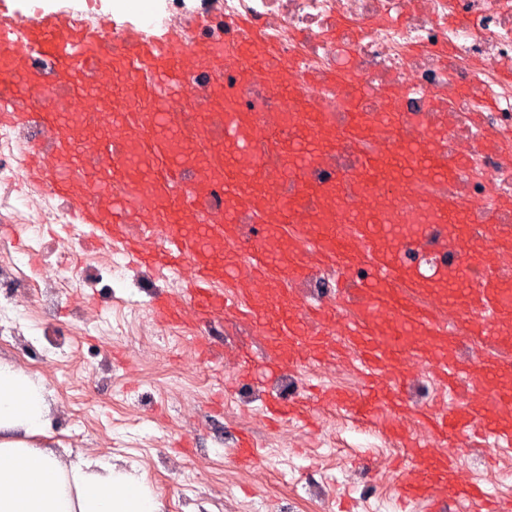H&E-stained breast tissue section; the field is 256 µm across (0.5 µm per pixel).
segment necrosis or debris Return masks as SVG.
<instances>
[{"label": "necrosis or debris", "mask_w": 512, "mask_h": 512, "mask_svg": "<svg viewBox=\"0 0 512 512\" xmlns=\"http://www.w3.org/2000/svg\"><path fill=\"white\" fill-rule=\"evenodd\" d=\"M202 12L223 24L225 43L235 39L233 23L251 17L276 41L281 54L297 59L305 72L336 66L340 51L323 39V33L348 21L349 58L363 75L360 100L364 109L381 112L387 107L379 88L387 83L401 87L409 113H424L429 127L446 131L445 147L454 151L469 144L468 166L452 181H427L418 194L430 198H457L483 205L512 196V159L497 149L499 137L512 131V83L501 80L499 67L512 63V0H199ZM145 31L163 30L184 23L183 45L199 34L188 29L185 0H163L162 5L138 7ZM454 15L476 19V27L451 23ZM472 86L469 96L456 93L458 84ZM224 87L246 109L277 112L283 99L265 81L242 85L225 72ZM442 97L435 112H423L422 94ZM497 100L495 110L482 108L485 99ZM43 136L41 130L0 132V220L22 215L25 223L41 224L46 217L67 224L72 211L51 210L43 190L17 196L23 167L19 155Z\"/></svg>", "instance_id": "4bbe7bcc"}]
</instances>
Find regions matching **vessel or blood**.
I'll return each mask as SVG.
<instances>
[{
	"instance_id": "1",
	"label": "vessel or blood",
	"mask_w": 512,
	"mask_h": 512,
	"mask_svg": "<svg viewBox=\"0 0 512 512\" xmlns=\"http://www.w3.org/2000/svg\"><path fill=\"white\" fill-rule=\"evenodd\" d=\"M115 26L108 14L87 25L63 9L0 11V128L37 125L49 134L62 161L61 173L45 172L33 149L25 159L26 177L68 201L97 244L145 267L173 270L184 262L197 267L196 281L181 296L156 299L155 317L173 319L180 301L186 300L209 323L228 314L250 315L258 322L270 318V301L247 298L241 291L225 293L224 247L244 239L237 222L240 211L260 216L275 209L282 223L267 226L249 246L256 271L284 296L289 285L312 275L314 262L339 266L335 297L358 313L350 325V343L361 354L363 376L382 377L401 351L417 352L425 363L453 374L455 339L444 326L451 309L481 311L482 336L512 344V334L504 330L512 322V282L492 273L462 281L447 265L424 266L409 258L421 247L447 251L449 237L472 223L484 224L486 234L502 247H512V225L497 221L500 210L512 209L511 198L475 207L413 194L421 179L446 180L461 169L443 158L440 135L425 131L402 151L384 147L363 156L351 179L358 193H369L386 180L404 191L396 203L371 217L347 211L339 180L320 185L303 180L317 158L346 142L396 137L408 122L400 92L385 90L388 111L352 112L340 125L334 113L318 111L295 84L290 68L275 67L273 42L249 21H240V41L231 54L218 37L177 51L167 38H144L131 25L125 26L121 40L107 41ZM224 69L233 70L243 83L272 78L286 100L280 122L288 126V136L269 132L263 115L245 109L220 83L209 87L204 111L184 117L185 81L202 71ZM104 71L111 72V82L98 81ZM318 82L359 88L363 77L343 66ZM81 94L91 96L98 111L110 113L113 123L126 126L129 138L113 143L96 125L77 123L72 113L58 107L59 98ZM257 144L287 159L291 178L302 183L299 193L278 194L256 158ZM102 182L119 185L120 194L100 196ZM218 194L224 197L223 213L201 221L198 201ZM350 236L368 243V275L358 274L356 261L344 248ZM153 237L160 239L161 248L150 245ZM330 315L316 306L300 331L289 317H281L270 334L267 359L272 370L294 368V350L323 353ZM469 369V382L445 387L440 399L420 411L423 424L442 437L511 447L512 428L501 425L496 411L512 406V393L501 387L512 378V359L492 360L476 349ZM473 388L489 392L484 409L467 407L463 393ZM321 399L358 415L372 408L366 399L354 400L336 390L323 392ZM452 462L447 455L405 473L401 499L425 501L431 512H441L447 498L474 505L476 512H496L489 491L459 489L449 482Z\"/></svg>"
}]
</instances>
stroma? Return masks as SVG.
<instances>
[{"mask_svg":"<svg viewBox=\"0 0 512 512\" xmlns=\"http://www.w3.org/2000/svg\"><path fill=\"white\" fill-rule=\"evenodd\" d=\"M40 235L33 240L15 218L0 225V240L45 285L41 296L18 292L11 301L35 309L46 332L40 338L37 329L0 321V357L44 378L54 412L52 448L92 451L136 472L163 512H378L384 502L389 512H422L417 504L407 511L400 505L392 461L401 458L408 469L423 461L390 441L377 422H358L326 406L314 407L307 425L288 419L271 429L263 419V403L272 395L289 400L312 385L361 394L350 357L268 372L266 336L246 320L228 316L209 326L190 304L177 324L153 319L155 297L181 292L194 276L192 265L173 273L128 263L121 278L105 285L96 282L91 265L98 250L78 231L49 222ZM63 240L79 276L59 288L47 253ZM224 279L251 297L280 301L272 284L252 272L247 248L238 249ZM202 338L213 349L207 359L197 350ZM242 347L255 361L241 381L236 353ZM391 375L402 381V397L412 405L431 402L443 389L435 369L410 352L395 358ZM243 432L253 435L260 452L248 470L234 462ZM184 437L192 442L186 450L178 446ZM427 448L433 458L455 452V485L479 482L512 498V447L473 448L459 437Z\"/></svg>","mask_w":512,"mask_h":512,"instance_id":"stroma-1","label":"stroma"}]
</instances>
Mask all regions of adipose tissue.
I'll list each match as a JSON object with an SVG mask.
<instances>
[{
    "mask_svg": "<svg viewBox=\"0 0 512 512\" xmlns=\"http://www.w3.org/2000/svg\"><path fill=\"white\" fill-rule=\"evenodd\" d=\"M51 415L43 378L0 359V512H160L140 476L48 447Z\"/></svg>",
    "mask_w": 512,
    "mask_h": 512,
    "instance_id": "1",
    "label": "adipose tissue"
}]
</instances>
